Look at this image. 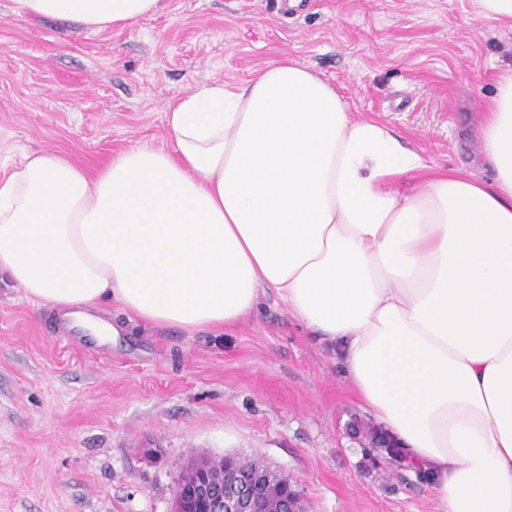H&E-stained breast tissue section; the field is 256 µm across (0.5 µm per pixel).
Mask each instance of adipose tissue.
<instances>
[{
    "instance_id": "obj_1",
    "label": "adipose tissue",
    "mask_w": 512,
    "mask_h": 512,
    "mask_svg": "<svg viewBox=\"0 0 512 512\" xmlns=\"http://www.w3.org/2000/svg\"><path fill=\"white\" fill-rule=\"evenodd\" d=\"M167 0H11L126 28ZM171 148L96 174L31 152L0 178V275L61 313L119 302L187 335L276 292L339 346L361 408L440 512H512V66L478 123L488 177L438 169L292 60L169 103ZM414 177L415 192L396 190Z\"/></svg>"
}]
</instances>
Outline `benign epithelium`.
Returning <instances> with one entry per match:
<instances>
[{"instance_id":"benign-epithelium-1","label":"benign epithelium","mask_w":512,"mask_h":512,"mask_svg":"<svg viewBox=\"0 0 512 512\" xmlns=\"http://www.w3.org/2000/svg\"><path fill=\"white\" fill-rule=\"evenodd\" d=\"M274 472L257 462L248 468L228 455L222 460L198 458L182 468L179 488L170 512H271L268 499L256 489L270 482ZM289 494L276 502V512H300L299 492L288 477L280 476Z\"/></svg>"}]
</instances>
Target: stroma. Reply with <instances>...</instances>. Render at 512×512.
Listing matches in <instances>:
<instances>
[{
	"instance_id": "stroma-1",
	"label": "stroma",
	"mask_w": 512,
	"mask_h": 512,
	"mask_svg": "<svg viewBox=\"0 0 512 512\" xmlns=\"http://www.w3.org/2000/svg\"><path fill=\"white\" fill-rule=\"evenodd\" d=\"M0 0V178L51 151L95 171L133 145L171 144L168 102L241 84L289 58L350 111L441 168L484 175L475 135L512 28L471 0H168L122 30L17 19ZM52 308L0 280V512H169L180 468L256 459L304 512H439L428 479L380 447L331 347L276 295L242 324L186 335L128 321L112 354L57 333Z\"/></svg>"
}]
</instances>
